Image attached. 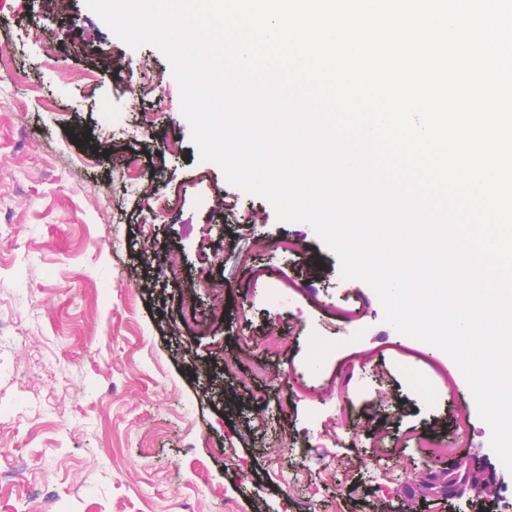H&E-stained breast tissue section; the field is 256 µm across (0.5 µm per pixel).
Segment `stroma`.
Here are the masks:
<instances>
[{
	"label": "stroma",
	"instance_id": "obj_1",
	"mask_svg": "<svg viewBox=\"0 0 512 512\" xmlns=\"http://www.w3.org/2000/svg\"><path fill=\"white\" fill-rule=\"evenodd\" d=\"M66 11L62 36L43 0H0V302L24 307L0 353V512H507L512 471L455 362L201 159L159 49ZM391 451L394 483L372 485ZM472 452L495 505L415 492L428 454Z\"/></svg>",
	"mask_w": 512,
	"mask_h": 512
}]
</instances>
